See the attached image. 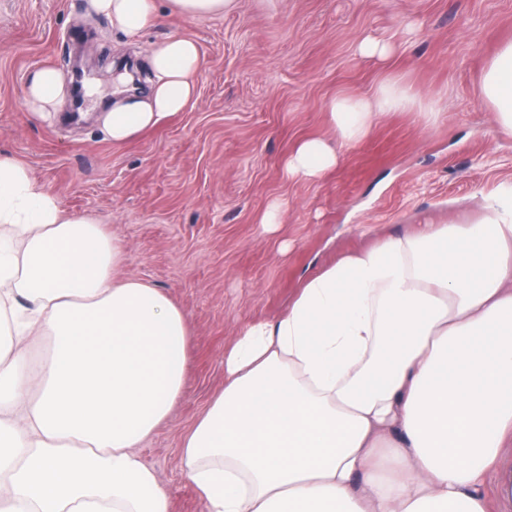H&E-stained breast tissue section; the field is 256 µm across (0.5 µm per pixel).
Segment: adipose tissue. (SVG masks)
Returning <instances> with one entry per match:
<instances>
[{"mask_svg": "<svg viewBox=\"0 0 512 512\" xmlns=\"http://www.w3.org/2000/svg\"><path fill=\"white\" fill-rule=\"evenodd\" d=\"M137 38L156 0H89ZM202 59L173 35L146 56L141 93L97 116L125 145L186 111ZM483 104L512 134V40L484 68ZM53 67L26 83L31 112L63 110ZM416 100L382 83L326 106L333 139L305 138L288 177L334 168L388 112ZM471 224H429L342 256L287 311L243 325L224 390L186 433V474L204 512H490L512 507V195ZM123 248L66 212L0 152V512H169L142 443L182 395L189 333L158 288L123 280ZM51 346L28 353L32 337Z\"/></svg>", "mask_w": 512, "mask_h": 512, "instance_id": "1", "label": "adipose tissue"}]
</instances>
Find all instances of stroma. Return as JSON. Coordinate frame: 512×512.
Here are the masks:
<instances>
[{"label": "stroma", "mask_w": 512, "mask_h": 512, "mask_svg": "<svg viewBox=\"0 0 512 512\" xmlns=\"http://www.w3.org/2000/svg\"><path fill=\"white\" fill-rule=\"evenodd\" d=\"M86 2L0 0V150L121 242L119 277L161 288L186 313L183 393L140 454L170 512H203L181 442L224 387L237 329L287 311L303 279L341 256L421 224L468 223L483 196L512 188V135L478 90L487 59L512 40V0H238L192 20L157 0V25L134 41ZM170 34L200 49L195 102L112 146L96 112L122 64ZM365 36L390 44L391 57H361ZM78 57L93 89L85 117L37 119L25 104L28 75L70 73ZM388 79L439 101L437 121L388 113L340 147L335 169L288 178L295 143L330 136L331 97L369 95Z\"/></svg>", "instance_id": "1"}]
</instances>
